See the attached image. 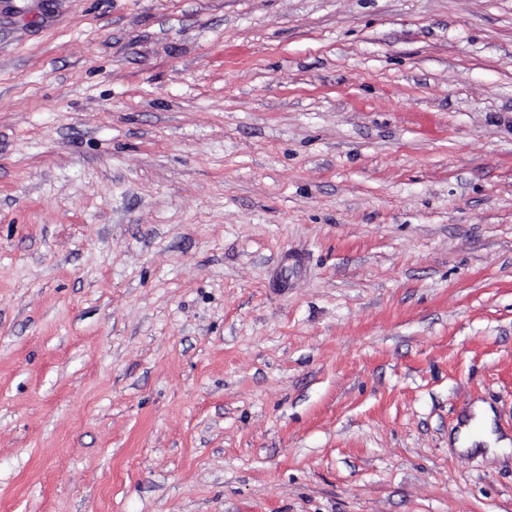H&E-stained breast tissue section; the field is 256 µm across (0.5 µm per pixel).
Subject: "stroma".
Returning <instances> with one entry per match:
<instances>
[{
	"mask_svg": "<svg viewBox=\"0 0 512 512\" xmlns=\"http://www.w3.org/2000/svg\"><path fill=\"white\" fill-rule=\"evenodd\" d=\"M512 0H0V512H512ZM472 417L463 424L454 442L458 451H467L477 448V445L487 446L489 452L502 448H509V437L499 439L494 432V414L487 404L476 402L471 408Z\"/></svg>",
	"mask_w": 512,
	"mask_h": 512,
	"instance_id": "35a3bbf8",
	"label": "stroma"
}]
</instances>
